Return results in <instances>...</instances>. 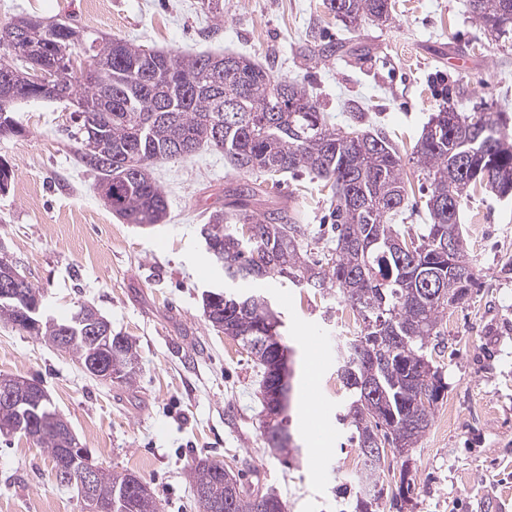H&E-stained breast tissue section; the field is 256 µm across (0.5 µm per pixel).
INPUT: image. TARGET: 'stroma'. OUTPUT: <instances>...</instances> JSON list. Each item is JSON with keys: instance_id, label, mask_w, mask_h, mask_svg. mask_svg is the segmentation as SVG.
<instances>
[{"instance_id": "stroma-1", "label": "stroma", "mask_w": 512, "mask_h": 512, "mask_svg": "<svg viewBox=\"0 0 512 512\" xmlns=\"http://www.w3.org/2000/svg\"><path fill=\"white\" fill-rule=\"evenodd\" d=\"M395 2L390 24L366 21L355 31L324 0H224L218 19L200 0H0V23L68 18L144 49L247 55L304 83L331 125L363 119L406 155L444 103L512 117V41L484 29L469 0ZM320 39L370 58L305 56ZM459 56L466 71L452 67ZM13 111L22 132L0 140V167L11 174L0 192V255L39 289L47 314L94 307L135 342L140 371L131 387L91 378L72 355L0 321V374L38 380L92 458L141 476L161 512H197L189 476L204 456L241 473L250 490L280 495L287 512H336L358 455L335 420L336 352L353 334L341 303L275 281L254 285L281 312L294 351L298 450L288 455L265 444L255 363L203 316L202 294L223 287L224 274L210 263L201 230L227 190L252 175L207 147L159 162L167 221L127 224L75 163L72 105L20 100ZM273 199L301 207L310 247L323 252L318 229L329 204L309 177L283 175ZM461 217L479 286L449 309L437 340L447 390L412 454L416 490L404 512H476L485 499L512 512V202L477 193ZM311 387L320 407L307 417L301 407ZM0 512H82V502L76 489L56 484L44 449L0 434Z\"/></svg>"}]
</instances>
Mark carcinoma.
<instances>
[{"label": "carcinoma", "instance_id": "cac0c4a2", "mask_svg": "<svg viewBox=\"0 0 512 512\" xmlns=\"http://www.w3.org/2000/svg\"><path fill=\"white\" fill-rule=\"evenodd\" d=\"M473 15L499 37L512 35V0H470ZM327 9L345 27L391 19V0H327ZM20 31L13 59L0 70H17L13 83L0 86V104L37 99L31 79L44 58L65 61L60 90L54 96L75 107L81 118L75 138L77 162L97 176L96 189L112 212L127 224L165 222L168 202L153 176L160 160L185 159L203 146L224 153L238 172L256 181L232 190L231 208L219 209L204 225L205 242L221 245L222 255L208 253L224 271V290L203 295L206 320L236 340L261 369L263 410L280 391L282 411L290 403L288 346L280 315L258 293L232 287L239 280L280 279L295 288L336 295L354 316L357 332L339 352L336 377L346 393L337 421L350 433L360 458L351 512H377L383 490L381 458L367 454L371 440L409 464L410 452L431 426L445 390L439 367L427 353L429 339L440 335L448 312L471 294L477 270L460 222L462 202L476 189L512 199V133L503 112L464 115L450 105L431 116L412 150L415 165L430 180L426 200L429 223L416 232L395 220L409 193L403 156L383 131L356 124L336 128L307 87L277 79L268 68L234 54L179 56L148 51L115 36L84 37L68 20L44 24L14 18ZM83 49L88 64L74 69ZM92 130L114 167L99 166L88 152ZM307 173L326 193L335 224L323 258L308 253V225L301 212L263 202V185H275L285 173ZM455 238L448 251V236ZM41 298L28 280L13 296L0 297V321L48 343L68 333L69 351L82 368L98 347L84 338L79 310L57 320L43 315V328L27 324L26 304ZM397 329L402 339L380 346L379 326ZM116 383L136 382L139 359L127 336L112 337ZM60 416L49 401L39 405L1 404L0 423L45 449L53 469L78 470L82 457L63 452L57 430ZM269 448L283 452L292 442L279 420L265 422ZM128 472L98 467V497L109 512H160L157 500L143 502L129 492ZM198 512H216L219 499H232L227 512H258L259 502L286 504L274 492L246 491L224 465L201 458L192 475Z\"/></svg>", "mask_w": 512, "mask_h": 512}]
</instances>
